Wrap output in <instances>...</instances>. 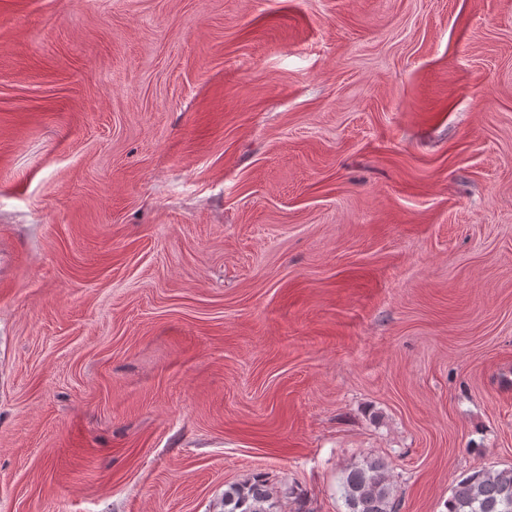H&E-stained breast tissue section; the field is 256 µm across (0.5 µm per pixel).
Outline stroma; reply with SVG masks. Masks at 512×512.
I'll return each mask as SVG.
<instances>
[{"instance_id": "1", "label": "stroma", "mask_w": 512, "mask_h": 512, "mask_svg": "<svg viewBox=\"0 0 512 512\" xmlns=\"http://www.w3.org/2000/svg\"><path fill=\"white\" fill-rule=\"evenodd\" d=\"M367 458L512 467V0H0V512Z\"/></svg>"}]
</instances>
